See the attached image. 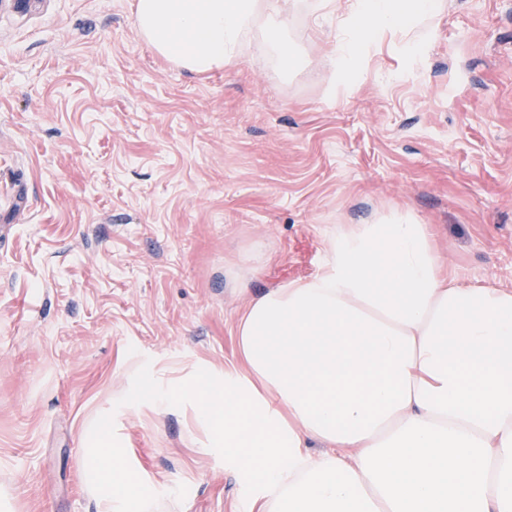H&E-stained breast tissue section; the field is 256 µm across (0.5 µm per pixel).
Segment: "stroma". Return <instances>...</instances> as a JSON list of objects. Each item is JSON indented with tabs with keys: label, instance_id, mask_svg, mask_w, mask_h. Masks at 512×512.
I'll return each mask as SVG.
<instances>
[{
	"label": "stroma",
	"instance_id": "stroma-1",
	"mask_svg": "<svg viewBox=\"0 0 512 512\" xmlns=\"http://www.w3.org/2000/svg\"><path fill=\"white\" fill-rule=\"evenodd\" d=\"M313 2L288 0L297 68L257 29L195 72L136 0H0V512H96L94 425L182 512H251L194 404L122 397L239 364L251 297L315 276L336 225L410 213L448 276L512 289V0L376 32L345 85L350 0Z\"/></svg>",
	"mask_w": 512,
	"mask_h": 512
}]
</instances>
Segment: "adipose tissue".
Masks as SVG:
<instances>
[{
	"label": "adipose tissue",
	"instance_id": "ef3b65f1",
	"mask_svg": "<svg viewBox=\"0 0 512 512\" xmlns=\"http://www.w3.org/2000/svg\"><path fill=\"white\" fill-rule=\"evenodd\" d=\"M436 0H355L337 80L366 39ZM139 33L196 72L239 56L255 26L295 64L279 0H137ZM428 225L406 214L340 224L320 273L256 295L242 366L154 391L197 402L205 453L258 512H512V289L443 277ZM84 479L97 512H152L155 490L93 427Z\"/></svg>",
	"mask_w": 512,
	"mask_h": 512
}]
</instances>
